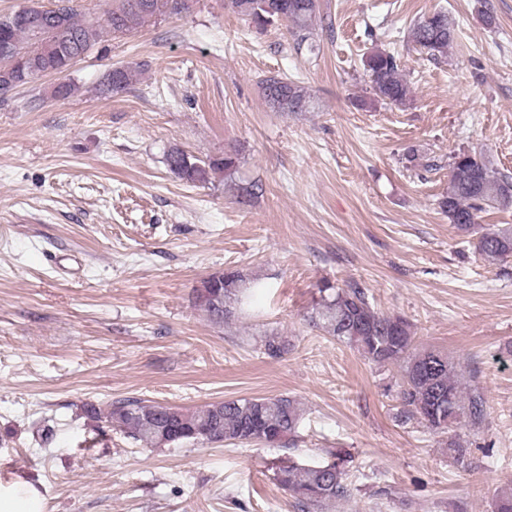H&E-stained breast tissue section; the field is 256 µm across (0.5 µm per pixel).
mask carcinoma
I'll return each instance as SVG.
<instances>
[{
  "label": "carcinoma",
  "mask_w": 512,
  "mask_h": 512,
  "mask_svg": "<svg viewBox=\"0 0 512 512\" xmlns=\"http://www.w3.org/2000/svg\"><path fill=\"white\" fill-rule=\"evenodd\" d=\"M79 0H57L59 7L45 9L37 2L0 16V55L13 51L9 64H0V94L29 82L40 74L62 75L81 59L102 37L103 30L132 32L157 16L179 17L189 13L187 0H114L101 20L81 16ZM231 8L248 17L258 27L277 21L289 23L297 47L308 42L315 29L317 0H229ZM415 46L433 61L448 57L455 29L448 13L437 11L413 24L409 33ZM374 95L395 105L410 98L411 89L398 57L376 50L365 60ZM138 71L116 66L107 71L102 83L107 92L129 86ZM260 89L274 112H307L314 100L308 87L285 75L272 74L260 82ZM237 151L224 157L202 161L179 148L166 155V165L177 178L203 184L222 173L229 177L237 168ZM239 203L247 205L263 192L254 182L237 188ZM512 206V179L491 168L482 154L462 150L449 164L448 192L439 207L449 223L469 233L477 214L489 208ZM476 248L487 259L512 256V227L487 228L478 237ZM247 278L237 270L224 272L218 287L208 289L210 298L200 304L210 320L222 325L235 317L243 304ZM312 308L310 321L332 339L356 349L379 365H396L401 372L399 398L403 417L427 428L443 432L459 424L478 427L485 416L486 401L476 386L464 387L461 366L437 350L413 349L409 324L384 315L368 302L364 289L355 284L344 288L325 285ZM280 336L263 340L265 354L272 358L287 352ZM170 407L150 400L123 398L112 401L105 415L112 427L145 448L171 444H199L198 433L209 432L216 440L241 444H281L294 437L303 413L299 403L287 396L229 399L201 409H181L168 414ZM345 469L341 459L326 464H306L292 459L281 462L274 479L298 501L302 512L324 509L347 496Z\"/></svg>",
  "instance_id": "cac0c4a2"
}]
</instances>
